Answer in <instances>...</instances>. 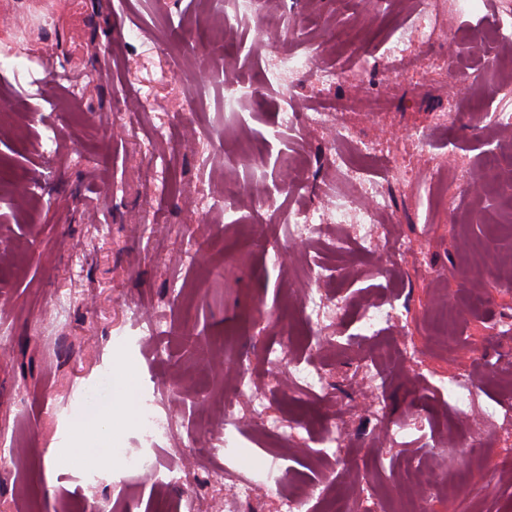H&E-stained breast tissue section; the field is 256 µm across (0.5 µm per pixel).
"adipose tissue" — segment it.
<instances>
[{
    "label": "adipose tissue",
    "instance_id": "adipose-tissue-1",
    "mask_svg": "<svg viewBox=\"0 0 512 512\" xmlns=\"http://www.w3.org/2000/svg\"><path fill=\"white\" fill-rule=\"evenodd\" d=\"M131 376L122 367L112 370V393L110 403H92L81 409L75 417L76 443L81 448H107L112 443V433L129 415L127 393Z\"/></svg>",
    "mask_w": 512,
    "mask_h": 512
}]
</instances>
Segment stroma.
Instances as JSON below:
<instances>
[{"instance_id":"obj_1","label":"stroma","mask_w":512,"mask_h":512,"mask_svg":"<svg viewBox=\"0 0 512 512\" xmlns=\"http://www.w3.org/2000/svg\"><path fill=\"white\" fill-rule=\"evenodd\" d=\"M199 0H0V21H12L11 41L0 54V160L17 173L0 182V512H153L154 500L192 499L194 512H250L210 483L205 474L177 486L170 478L187 466L196 448L211 449V465L240 471L258 487L268 470L291 474L311 487L305 508L322 512L332 450L318 438L284 439L243 418L225 425L224 391L240 360L254 369L253 390L273 399L284 416H323L343 424L346 468L332 485L362 498L367 485H384L395 503L416 498L409 482L390 483L414 462L430 464L447 483L429 494L424 512H512L511 442L499 418L512 412V241L501 242L484 260L491 272L462 276L472 246L491 237V227L512 205L498 184L512 182V166L482 176L481 158L493 148L512 158V130L493 113H512V94L493 89L512 79V0H476L463 11L457 0H429L434 27L425 43L410 42L412 55H445V26L460 44L456 60L477 69L478 81L448 86L424 70L391 75L392 89L379 88L375 32L384 19L415 25L419 0H363L351 10L345 0H261V16L287 14L311 20L294 39L271 43L258 18L224 26L216 5ZM207 48L205 70L184 79L176 46L184 40ZM367 47L361 60L348 41ZM310 48L320 62L342 66L337 92L316 90L304 76L289 86L264 82L274 51ZM259 86L258 96L224 109V85ZM125 97L157 106L141 116L115 112ZM28 109H13L16 100ZM460 109L454 122H431L432 113ZM482 106L483 118L472 107ZM290 108L328 112L331 126L353 125L361 138L384 141V157L369 161L348 152L364 178L379 181L386 206L377 215L384 234L415 245V252L388 257L373 249L357 253L341 278L325 282L354 304L383 299L404 306L408 317L387 333L423 351L419 365L387 368L370 382L360 365L371 362L370 339L356 337L355 312L315 334L327 384L316 396H282L295 372L277 351L287 333H312L290 292L306 269L336 261L332 224L319 241L275 254L268 238L288 235L289 215L321 206L329 190H350L335 163L323 159L327 130L281 126ZM422 132L434 154L407 161L402 147ZM222 133L225 148L208 147ZM267 140L264 164L252 169L238 159L250 136ZM296 155L308 170L309 187L284 192L276 159ZM434 168L451 177L464 172L476 190L460 197L449 222L423 182L403 187L406 164ZM235 176L260 185L275 200L271 221L250 228L249 200L225 198L219 180ZM205 226L209 251L185 262L194 226ZM480 294L484 309L466 315L465 337L455 355L428 350L427 315L445 301ZM128 339L113 344L115 335ZM131 369L133 392L147 395L158 416L171 421L168 435L145 437L124 422L113 445L157 455L153 479L125 473L119 464L82 455L69 465L71 416L85 389L112 364ZM470 374L486 449L475 479L480 499L462 496L452 484L460 451L470 434L448 390L459 371ZM380 399L392 423L414 428L390 444L382 432L347 412ZM211 431L200 432L204 421ZM232 439L238 451L224 450Z\"/></svg>"}]
</instances>
